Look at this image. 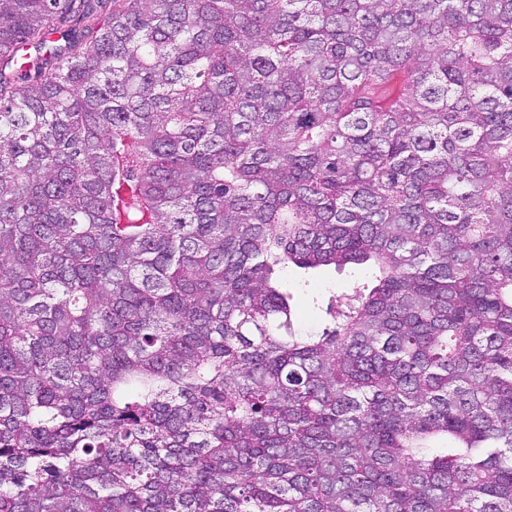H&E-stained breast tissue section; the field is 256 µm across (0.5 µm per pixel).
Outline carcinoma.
<instances>
[{
  "instance_id": "cac0c4a2",
  "label": "carcinoma",
  "mask_w": 512,
  "mask_h": 512,
  "mask_svg": "<svg viewBox=\"0 0 512 512\" xmlns=\"http://www.w3.org/2000/svg\"><path fill=\"white\" fill-rule=\"evenodd\" d=\"M103 2L0 0V512H512V0ZM307 280L311 288H295L298 281ZM282 281L288 284L294 299L293 304L300 315L298 327L301 332L315 331L325 320L323 309L328 297L336 293L350 292L356 286H362L363 281L354 278L350 270L338 271L333 266L321 267L316 270L304 271L295 267L288 268L283 273ZM318 298V305L313 302Z\"/></svg>"
}]
</instances>
